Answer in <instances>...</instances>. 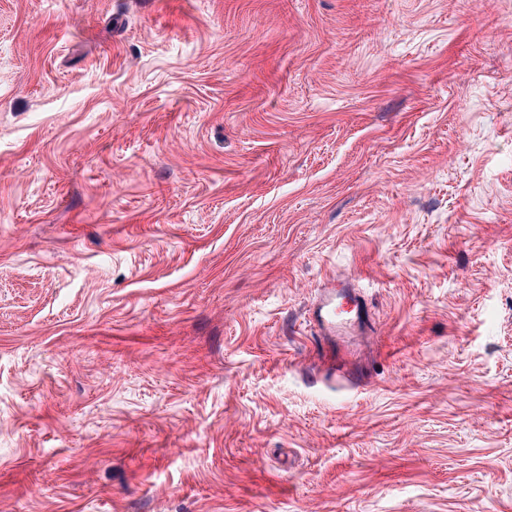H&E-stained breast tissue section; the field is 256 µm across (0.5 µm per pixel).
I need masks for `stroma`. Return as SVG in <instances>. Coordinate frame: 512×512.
<instances>
[{
  "label": "stroma",
  "mask_w": 512,
  "mask_h": 512,
  "mask_svg": "<svg viewBox=\"0 0 512 512\" xmlns=\"http://www.w3.org/2000/svg\"><path fill=\"white\" fill-rule=\"evenodd\" d=\"M0 512H512V0H0ZM315 336L338 339L348 348L351 340L369 330V314L364 298L350 281L336 278L321 289L312 309Z\"/></svg>",
  "instance_id": "35a3bbf8"
}]
</instances>
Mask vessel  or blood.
<instances>
[{"label": "vessel or blood", "instance_id": "b4317fda", "mask_svg": "<svg viewBox=\"0 0 512 512\" xmlns=\"http://www.w3.org/2000/svg\"><path fill=\"white\" fill-rule=\"evenodd\" d=\"M312 323L315 336L350 343L369 330L365 300L350 281H330L313 306Z\"/></svg>", "mask_w": 512, "mask_h": 512}]
</instances>
